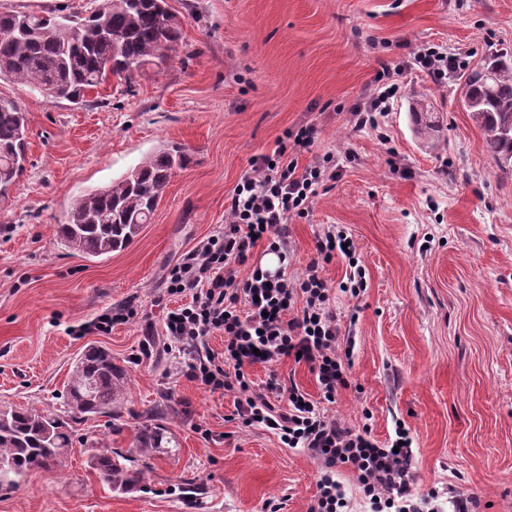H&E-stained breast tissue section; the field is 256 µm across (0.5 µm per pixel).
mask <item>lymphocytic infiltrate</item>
<instances>
[{
	"instance_id": "obj_1",
	"label": "lymphocytic infiltrate",
	"mask_w": 512,
	"mask_h": 512,
	"mask_svg": "<svg viewBox=\"0 0 512 512\" xmlns=\"http://www.w3.org/2000/svg\"><path fill=\"white\" fill-rule=\"evenodd\" d=\"M394 69L382 65L366 106L353 111L355 129L374 128L387 112L398 86ZM316 127L305 126L280 142L273 153L254 159L227 204L224 228L180 256L170 270L158 303L170 304L164 331L171 344L190 348L185 375L210 391L236 394V415L243 426L263 425L283 444L310 452L321 463L317 494L308 512H340L345 489L337 467L354 472L374 512H420L414 504L409 472L412 450L407 432H399V450L379 447L369 429L354 430L326 414L323 402H334L348 387L332 288L324 266L336 253L349 260L343 292L359 297L366 287L365 270L356 258L351 237L335 226L316 237L315 253L301 272L289 273L286 262L288 220L307 212L328 180L336 176V159L299 166L318 139ZM276 253V272L249 266L258 246ZM247 274H240V266ZM223 334L224 350H211L207 340ZM300 357L315 375L322 402L306 398L297 386L270 376L255 389L249 370L285 358Z\"/></svg>"
}]
</instances>
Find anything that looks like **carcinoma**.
I'll use <instances>...</instances> for the list:
<instances>
[{"instance_id": "1", "label": "carcinoma", "mask_w": 512, "mask_h": 512, "mask_svg": "<svg viewBox=\"0 0 512 512\" xmlns=\"http://www.w3.org/2000/svg\"><path fill=\"white\" fill-rule=\"evenodd\" d=\"M160 0H104L86 16L33 12L0 13V80L72 103L113 76L126 82L147 69L166 67L176 51L181 21L165 15ZM464 99L497 165H512V55L491 56L465 79ZM416 133L434 141L425 100L412 102ZM27 119L16 99L0 94V198L8 196L25 170ZM188 161L185 149L167 146L111 183L73 204L68 222L58 225L62 245L89 257L125 249L149 223L175 170ZM129 385L127 371L112 353L92 346L77 360L65 386L59 412L7 407L0 413V484L18 483L29 472L73 447L76 426L92 417L117 416ZM163 433L144 427L135 450L150 457L162 448ZM102 478L117 489L136 485L140 472L108 452L91 457Z\"/></svg>"}]
</instances>
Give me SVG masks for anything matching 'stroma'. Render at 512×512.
I'll use <instances>...</instances> for the list:
<instances>
[{
    "instance_id": "1",
    "label": "stroma",
    "mask_w": 512,
    "mask_h": 512,
    "mask_svg": "<svg viewBox=\"0 0 512 512\" xmlns=\"http://www.w3.org/2000/svg\"><path fill=\"white\" fill-rule=\"evenodd\" d=\"M167 2L183 27L163 72L110 79L80 104L0 80L28 125L26 170L0 200V405L60 410L76 359L97 345L127 367V397L114 423L99 417L79 433L126 455L154 418L174 445L146 458L128 491L74 445L51 468L0 485V512H307L317 460L242 426L235 393L185 377L154 304L180 255L223 227L251 161L306 125L320 136L300 165L332 154L339 168L288 222L291 267L333 224L352 236L367 282L359 297L335 298L349 386L328 414L384 446L404 427L415 486L437 491L436 512H451L459 493L471 512H512V170L496 166L462 105L465 70L512 54V0ZM427 43L459 55L464 70L432 81L410 61ZM384 62L400 89L377 128L354 131L351 110ZM415 98L433 106L435 145L408 121ZM167 143L189 161L126 249L91 258L60 243L77 197ZM126 305L149 314L152 338L138 319L78 334ZM273 373L319 399L305 364H259L250 378L260 388Z\"/></svg>"
}]
</instances>
